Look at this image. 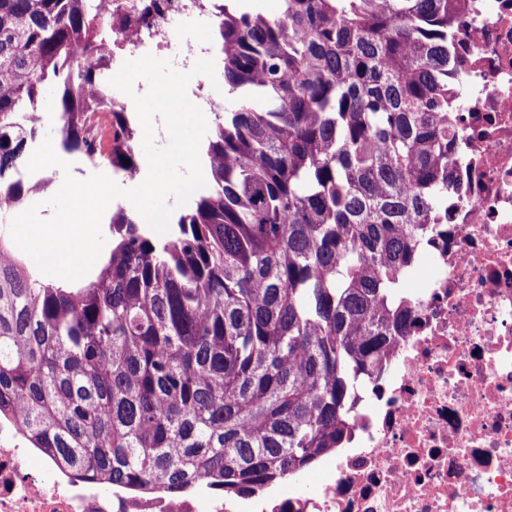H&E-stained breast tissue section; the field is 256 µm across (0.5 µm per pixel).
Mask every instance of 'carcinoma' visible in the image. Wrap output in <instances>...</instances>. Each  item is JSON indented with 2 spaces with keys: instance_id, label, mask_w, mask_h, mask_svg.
<instances>
[{
  "instance_id": "cac0c4a2",
  "label": "carcinoma",
  "mask_w": 512,
  "mask_h": 512,
  "mask_svg": "<svg viewBox=\"0 0 512 512\" xmlns=\"http://www.w3.org/2000/svg\"><path fill=\"white\" fill-rule=\"evenodd\" d=\"M281 2L213 0L239 97L168 239L118 203L73 286L0 233V422L79 480L235 499L295 479L343 447L355 388L411 324L405 274L448 223L463 0ZM112 24V0H0V222L51 182L20 176L50 83L62 150L137 172L135 127L99 97Z\"/></svg>"
}]
</instances>
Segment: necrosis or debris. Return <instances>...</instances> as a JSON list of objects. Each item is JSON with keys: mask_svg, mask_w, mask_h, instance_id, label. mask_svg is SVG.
<instances>
[{"mask_svg": "<svg viewBox=\"0 0 512 512\" xmlns=\"http://www.w3.org/2000/svg\"><path fill=\"white\" fill-rule=\"evenodd\" d=\"M162 2L157 26L113 32V65L129 51L188 71L208 54L174 22L213 27L211 0ZM456 25L465 90L449 101L447 238L409 271L415 321L379 382L359 388L350 444L322 481L229 504L212 491H103L41 461L6 422L0 512H512V0H465Z\"/></svg>", "mask_w": 512, "mask_h": 512, "instance_id": "4bbe7bcc", "label": "necrosis or debris"}]
</instances>
